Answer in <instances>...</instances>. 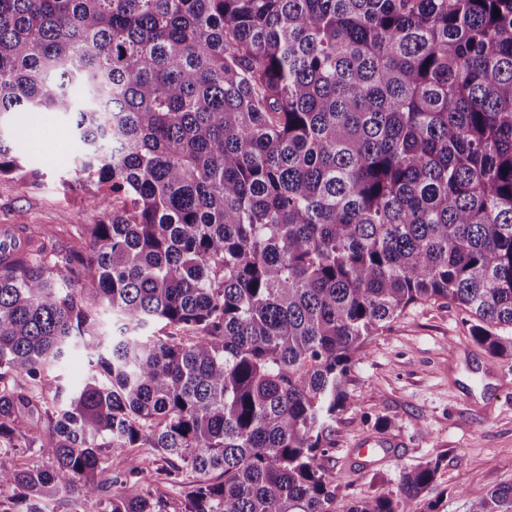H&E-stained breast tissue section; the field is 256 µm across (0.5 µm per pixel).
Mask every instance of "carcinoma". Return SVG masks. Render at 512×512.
Returning <instances> with one entry per match:
<instances>
[{
	"label": "carcinoma",
	"mask_w": 512,
	"mask_h": 512,
	"mask_svg": "<svg viewBox=\"0 0 512 512\" xmlns=\"http://www.w3.org/2000/svg\"><path fill=\"white\" fill-rule=\"evenodd\" d=\"M44 111L100 219L0 262V449L39 458H0V512H169L158 476L180 512H338L318 458L379 330L453 303L512 368V0H0V177L40 180L8 127ZM439 466L343 512H436ZM87 370V363L83 353H74L68 357L57 369V374H61L65 385L70 382L81 380ZM114 457L121 462L120 467L130 469L133 467L142 468L150 465L154 456L146 448H137L134 450L125 449L123 451H115Z\"/></svg>",
	"instance_id": "obj_1"
}]
</instances>
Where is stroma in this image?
Masks as SVG:
<instances>
[{"label": "stroma", "instance_id": "stroma-1", "mask_svg": "<svg viewBox=\"0 0 512 512\" xmlns=\"http://www.w3.org/2000/svg\"><path fill=\"white\" fill-rule=\"evenodd\" d=\"M12 136L32 184L0 179V225L24 222L69 242L72 224L99 213L82 188L63 190L77 152L61 115L18 113ZM457 307H409L370 340L350 370L351 406L336 418L335 445L318 459L335 479L339 507L378 494H397L403 474L431 459L441 465L426 499L441 512H470L495 487L512 485V370L489 369Z\"/></svg>", "mask_w": 512, "mask_h": 512}]
</instances>
